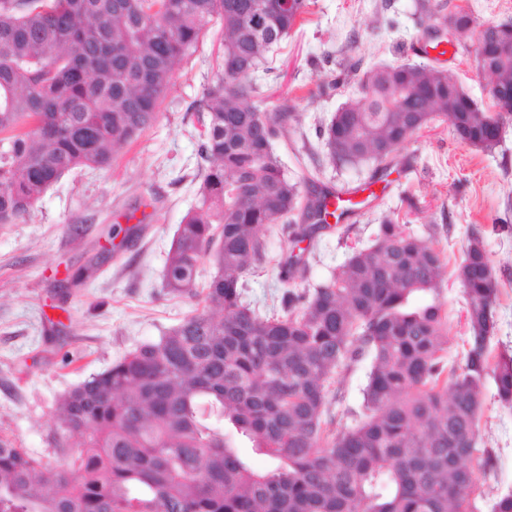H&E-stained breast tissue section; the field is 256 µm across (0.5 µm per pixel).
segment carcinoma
Returning a JSON list of instances; mask_svg holds the SVG:
<instances>
[{"mask_svg":"<svg viewBox=\"0 0 512 512\" xmlns=\"http://www.w3.org/2000/svg\"><path fill=\"white\" fill-rule=\"evenodd\" d=\"M0 0V224L25 220L75 169H105L158 117L176 66L216 22L222 55L196 108L204 128L200 204L168 252L165 288L202 297L156 342L145 343L68 391L53 436L63 462L0 437V512H480L469 461L479 451L482 393L493 378L512 404V350L490 362L496 284L485 248L456 270L467 300L468 348L448 367L444 252L384 217L373 243L322 283L292 288L281 315L245 298L266 257L262 230L286 224L294 244L328 223L327 198L307 193L272 152L299 113L260 110L254 82L309 0ZM417 9L445 26L468 13L443 0ZM483 55L500 63L502 38ZM372 91L320 127L336 167H388L434 121L480 150L498 117L454 100L448 77L411 63L366 73ZM305 249L283 254L281 279H304ZM214 273L197 288L198 267ZM371 359L360 421L334 431L338 370ZM81 438L80 448H68ZM244 437L273 464L253 470Z\"/></svg>","mask_w":512,"mask_h":512,"instance_id":"cac0c4a2","label":"carcinoma"}]
</instances>
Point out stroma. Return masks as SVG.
<instances>
[{
	"instance_id": "obj_1",
	"label": "stroma",
	"mask_w": 512,
	"mask_h": 512,
	"mask_svg": "<svg viewBox=\"0 0 512 512\" xmlns=\"http://www.w3.org/2000/svg\"><path fill=\"white\" fill-rule=\"evenodd\" d=\"M429 20L416 0H315L277 56L275 73L258 74L265 90L259 109L279 105L303 115L274 152L289 176L318 174L338 186L368 185L370 204L322 230L306 252L307 278L316 283L342 265L353 249L374 239L383 217L443 250L451 363H461L468 336L467 302L455 271L471 235H480L498 293L492 351L512 347V113L504 115L499 144L483 151L462 143L448 124L435 122L399 148L386 180L370 182L366 166L326 164L317 129L338 108L362 100L365 72L381 65L427 64ZM475 41L448 47L437 66L487 111L496 105L476 67ZM218 27L175 69L171 91L154 126L126 146L107 169H77L51 186L22 223L0 224V436L56 460L57 400L141 344L158 341L194 307L164 288L167 252L186 214L199 203L203 129L190 108L202 100L216 69ZM357 66L348 83L330 87L343 62ZM121 235H114V226ZM269 261L246 277V296L261 314L286 290L277 259L290 248L286 225L263 231ZM362 360L341 369L332 407L334 427L358 420L368 371ZM486 382L480 445L495 451L486 470L471 462L486 493L512 490V408L499 404Z\"/></svg>"
}]
</instances>
